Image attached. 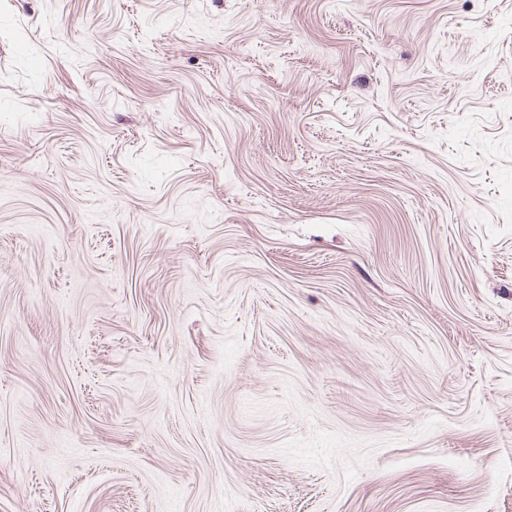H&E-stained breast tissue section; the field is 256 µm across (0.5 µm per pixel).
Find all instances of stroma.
I'll return each mask as SVG.
<instances>
[{
    "label": "stroma",
    "instance_id": "1",
    "mask_svg": "<svg viewBox=\"0 0 512 512\" xmlns=\"http://www.w3.org/2000/svg\"><path fill=\"white\" fill-rule=\"evenodd\" d=\"M0 512H512V0H0Z\"/></svg>",
    "mask_w": 512,
    "mask_h": 512
}]
</instances>
